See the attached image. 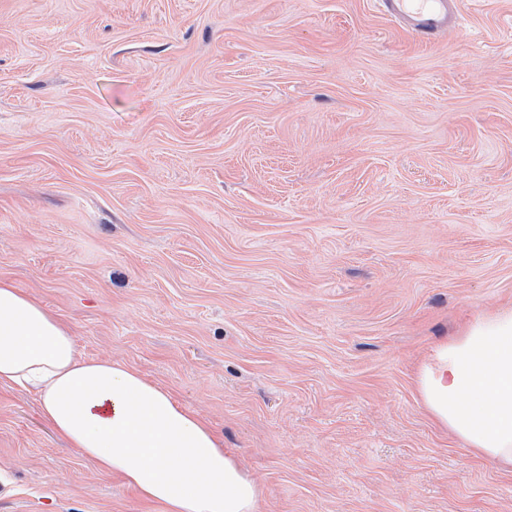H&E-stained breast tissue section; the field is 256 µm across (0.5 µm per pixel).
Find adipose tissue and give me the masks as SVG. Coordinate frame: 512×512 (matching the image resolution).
Wrapping results in <instances>:
<instances>
[{
    "label": "adipose tissue",
    "instance_id": "adipose-tissue-1",
    "mask_svg": "<svg viewBox=\"0 0 512 512\" xmlns=\"http://www.w3.org/2000/svg\"><path fill=\"white\" fill-rule=\"evenodd\" d=\"M34 390L57 435L162 512H259L261 491L206 423L165 387L89 360L70 328L0 279V387ZM429 416L512 471V306L478 310L415 374Z\"/></svg>",
    "mask_w": 512,
    "mask_h": 512
}]
</instances>
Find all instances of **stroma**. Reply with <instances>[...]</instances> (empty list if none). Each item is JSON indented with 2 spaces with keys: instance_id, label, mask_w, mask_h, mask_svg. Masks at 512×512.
Wrapping results in <instances>:
<instances>
[{
  "instance_id": "1",
  "label": "stroma",
  "mask_w": 512,
  "mask_h": 512,
  "mask_svg": "<svg viewBox=\"0 0 512 512\" xmlns=\"http://www.w3.org/2000/svg\"><path fill=\"white\" fill-rule=\"evenodd\" d=\"M0 0V279L199 415L260 512H512L417 401L512 305V0ZM0 512H160L0 387ZM383 13L424 42H434L457 28L459 0H380Z\"/></svg>"
}]
</instances>
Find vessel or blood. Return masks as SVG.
Masks as SVG:
<instances>
[{"label":"vessel or blood","instance_id":"vessel-or-blood-1","mask_svg":"<svg viewBox=\"0 0 512 512\" xmlns=\"http://www.w3.org/2000/svg\"><path fill=\"white\" fill-rule=\"evenodd\" d=\"M383 13L425 42L457 28L462 19L460 0H380Z\"/></svg>","mask_w":512,"mask_h":512}]
</instances>
